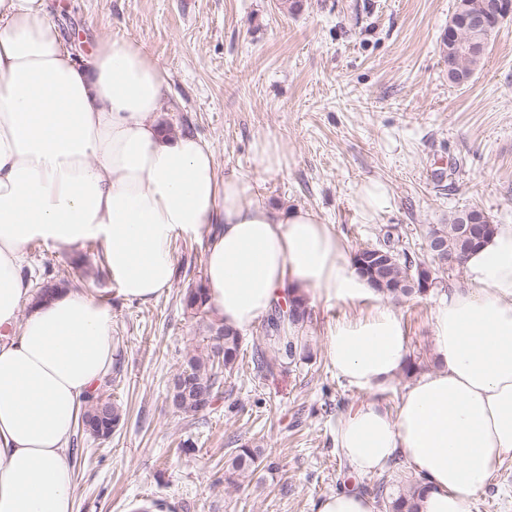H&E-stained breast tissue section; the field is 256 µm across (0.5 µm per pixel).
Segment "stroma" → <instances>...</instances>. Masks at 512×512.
Returning a JSON list of instances; mask_svg holds the SVG:
<instances>
[{
    "label": "stroma",
    "instance_id": "1",
    "mask_svg": "<svg viewBox=\"0 0 512 512\" xmlns=\"http://www.w3.org/2000/svg\"><path fill=\"white\" fill-rule=\"evenodd\" d=\"M51 16L81 53L100 34L132 39L170 75L164 125L212 145L220 171L255 183L272 207L306 205L332 224L348 255L397 239L424 259L436 224L476 208L512 224V20L492 37L483 65L463 86L448 81L443 38L457 0H50ZM280 143L284 165L269 174L253 162L255 140ZM378 181L380 209L359 205ZM205 235L171 240L170 290L149 303L124 299L87 241L73 249L32 242V287L68 272L112 310V337L124 358L114 396L127 410L109 439L75 430L74 512H131L136 500L157 512H315L343 485L373 486L380 474L349 473L336 428L369 400L330 369L328 328L387 303L379 294L349 302L314 301L312 359L263 378L252 363L209 413L188 417L166 398L189 350L209 334L212 315L191 317L181 302L205 278ZM463 270L443 274L424 297L391 304L407 338L406 370L378 398L396 407L406 386L436 366L432 315ZM189 452H178L183 440ZM270 449L276 468L224 482L229 449ZM472 512H512V455L497 462Z\"/></svg>",
    "mask_w": 512,
    "mask_h": 512
}]
</instances>
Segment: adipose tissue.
Segmentation results:
<instances>
[{
    "mask_svg": "<svg viewBox=\"0 0 512 512\" xmlns=\"http://www.w3.org/2000/svg\"><path fill=\"white\" fill-rule=\"evenodd\" d=\"M169 90L136 41L104 35L79 58L48 0H0V512H73L69 440L114 364L110 307L74 289L34 302L31 242H101L119 293L148 303L171 286L173 234L215 225L207 305L239 331L298 296L371 291L318 212L271 208L243 175H219L209 143L170 135ZM463 268L433 312L438 366L395 409L373 398L407 356L390 307L336 321L325 340L336 375L371 395L340 421V454L359 474L404 463L423 479L418 512H471L512 454V224Z\"/></svg>",
    "mask_w": 512,
    "mask_h": 512,
    "instance_id": "obj_1",
    "label": "adipose tissue"
}]
</instances>
